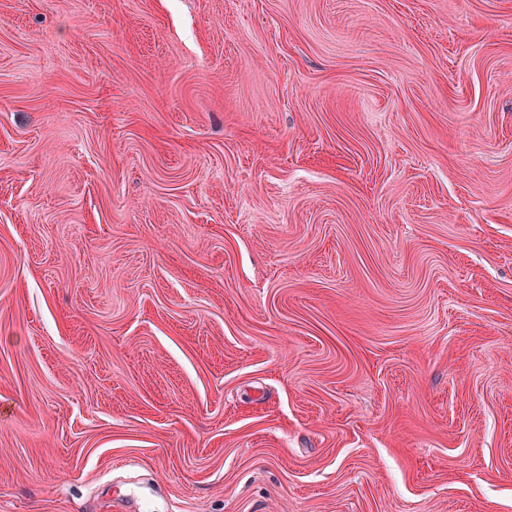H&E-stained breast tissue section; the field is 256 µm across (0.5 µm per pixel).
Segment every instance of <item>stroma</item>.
Here are the masks:
<instances>
[{
	"label": "stroma",
	"mask_w": 512,
	"mask_h": 512,
	"mask_svg": "<svg viewBox=\"0 0 512 512\" xmlns=\"http://www.w3.org/2000/svg\"><path fill=\"white\" fill-rule=\"evenodd\" d=\"M0 512H512V0H0Z\"/></svg>",
	"instance_id": "1"
}]
</instances>
